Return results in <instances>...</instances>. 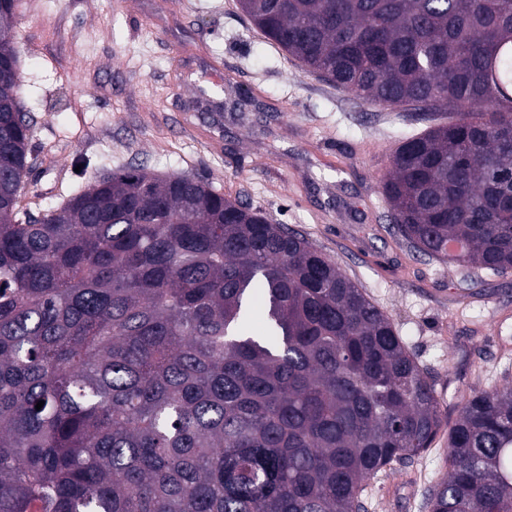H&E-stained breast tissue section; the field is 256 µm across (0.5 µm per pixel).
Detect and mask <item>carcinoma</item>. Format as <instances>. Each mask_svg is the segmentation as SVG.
<instances>
[{"label":"carcinoma","mask_w":512,"mask_h":512,"mask_svg":"<svg viewBox=\"0 0 512 512\" xmlns=\"http://www.w3.org/2000/svg\"><path fill=\"white\" fill-rule=\"evenodd\" d=\"M19 2L0 0V512H366L441 431L434 379L304 234L204 176L124 166L27 211ZM237 2L307 71L426 124L382 181L396 234L512 271V0ZM443 453L429 512H512V387L461 393Z\"/></svg>","instance_id":"carcinoma-1"}]
</instances>
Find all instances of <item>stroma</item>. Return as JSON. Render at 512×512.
Masks as SVG:
<instances>
[{
  "mask_svg": "<svg viewBox=\"0 0 512 512\" xmlns=\"http://www.w3.org/2000/svg\"><path fill=\"white\" fill-rule=\"evenodd\" d=\"M33 117L32 213L134 163L209 177L309 238L390 316L447 423L512 385V272H464L389 230L381 195L405 113L354 99L256 32L237 0H22L13 34ZM443 439L389 471L368 512H427Z\"/></svg>",
  "mask_w": 512,
  "mask_h": 512,
  "instance_id": "stroma-1",
  "label": "stroma"
}]
</instances>
